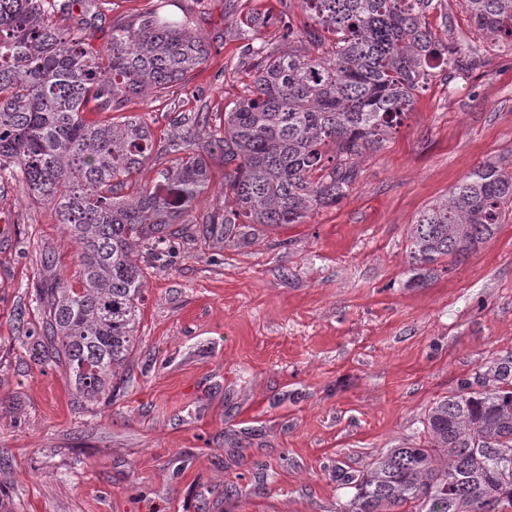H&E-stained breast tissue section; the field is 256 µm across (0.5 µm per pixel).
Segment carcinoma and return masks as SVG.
<instances>
[{
  "instance_id": "carcinoma-1",
  "label": "carcinoma",
  "mask_w": 512,
  "mask_h": 512,
  "mask_svg": "<svg viewBox=\"0 0 512 512\" xmlns=\"http://www.w3.org/2000/svg\"><path fill=\"white\" fill-rule=\"evenodd\" d=\"M317 27L301 33L278 21L283 41L314 46L335 37L328 56L243 52L250 94L219 124L201 112L179 115L165 150L175 166L153 185L130 177L154 141L147 124L121 116L133 96L182 82L208 58L209 45L183 23L152 11L112 27L99 49L85 42L96 0H0V173L18 178L29 200L51 208L76 240L75 280L40 289L44 326L35 341L89 402L112 394V378L136 347L145 274L133 254L164 255L171 228L209 187L208 157L230 169L232 206L205 220L224 242L240 227L302 224L340 202L357 177L354 159L377 150L412 110L429 71H468L477 59L436 39L432 0H300ZM481 31L512 42V0H464ZM79 10L80 16L73 15ZM112 112L88 120L85 112ZM512 210V171L474 170L412 224L409 264L430 274L444 259L465 260ZM426 444L388 448L360 474L336 468L354 489L340 512H512V355L496 359L424 422Z\"/></svg>"
}]
</instances>
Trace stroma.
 Segmentation results:
<instances>
[{
	"label": "stroma",
	"instance_id": "35a3bbf8",
	"mask_svg": "<svg viewBox=\"0 0 512 512\" xmlns=\"http://www.w3.org/2000/svg\"><path fill=\"white\" fill-rule=\"evenodd\" d=\"M100 10L95 47L149 10L210 45L166 95L124 108L158 145L178 113L216 119L247 94L245 37L277 55L311 48L274 26L310 24L299 0H101ZM427 20L482 63L432 70L386 145L357 159L338 205L224 244L203 225L224 204L226 170L211 160L192 237H173L174 255L138 256L139 344L112 402L78 398L36 354L37 290L75 276L77 246L51 209L0 179V219L14 233L0 248V512H339L352 491L337 468L359 473L383 449L418 445L436 401L512 352V216L466 260L412 280L419 214L483 163L512 170V43L475 30L463 0H441Z\"/></svg>",
	"mask_w": 512,
	"mask_h": 512
}]
</instances>
